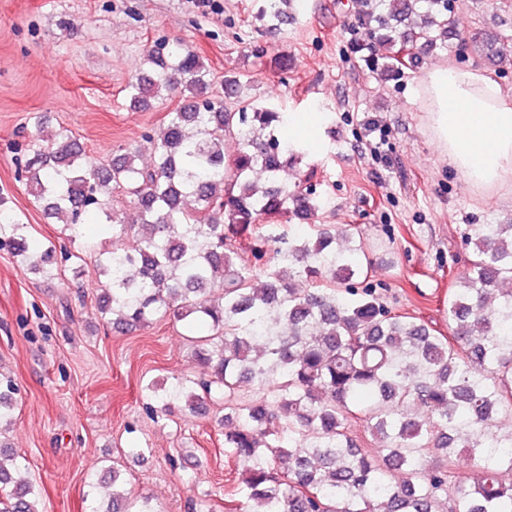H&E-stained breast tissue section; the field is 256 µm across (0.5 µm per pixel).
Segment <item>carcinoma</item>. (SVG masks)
Returning <instances> with one entry per match:
<instances>
[{"instance_id": "cac0c4a2", "label": "carcinoma", "mask_w": 512, "mask_h": 512, "mask_svg": "<svg viewBox=\"0 0 512 512\" xmlns=\"http://www.w3.org/2000/svg\"><path fill=\"white\" fill-rule=\"evenodd\" d=\"M357 3L366 40L353 53L381 81L434 51L507 56L501 32L459 33L456 0ZM144 58L149 68L125 87L130 106L179 97L143 137L151 162L127 148L93 163L62 126L29 144L23 172L33 205L81 244L72 257L93 255L101 319L121 330L158 317L207 328L192 341L206 377L145 384L149 416L224 401V457L244 464L230 502L245 512H512V427L502 424L512 416V222L463 232L468 256L453 275L442 334L387 305L359 227L279 231L275 220L320 210L310 188L284 177L307 155L280 138L288 115L253 106L236 75L214 94L209 68L182 40H154ZM228 138L238 146L230 160ZM90 222L102 236L95 245L83 243ZM4 249L21 267L61 274L55 246L30 243L0 196ZM15 391L0 373V435ZM6 451L0 440V512H40ZM92 512L156 508L131 497L114 470L112 507Z\"/></svg>"}]
</instances>
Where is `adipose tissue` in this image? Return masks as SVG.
<instances>
[{
	"label": "adipose tissue",
	"mask_w": 512,
	"mask_h": 512,
	"mask_svg": "<svg viewBox=\"0 0 512 512\" xmlns=\"http://www.w3.org/2000/svg\"><path fill=\"white\" fill-rule=\"evenodd\" d=\"M417 97L440 156L471 187L512 175V94L481 70L438 64L421 76Z\"/></svg>",
	"instance_id": "obj_1"
}]
</instances>
